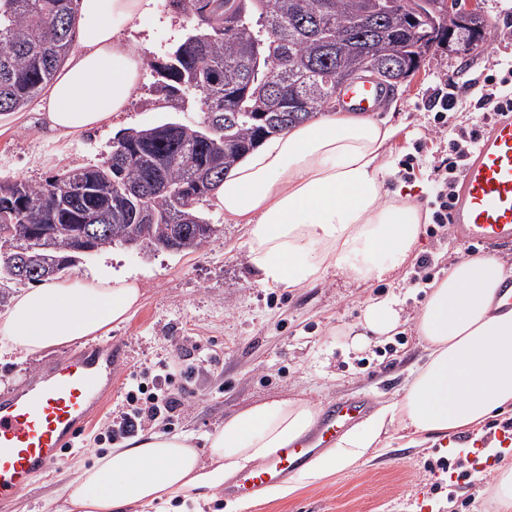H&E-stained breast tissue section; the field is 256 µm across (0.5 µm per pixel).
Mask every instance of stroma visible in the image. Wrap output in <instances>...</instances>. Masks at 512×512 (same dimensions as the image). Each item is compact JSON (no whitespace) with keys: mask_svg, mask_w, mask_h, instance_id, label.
Here are the masks:
<instances>
[{"mask_svg":"<svg viewBox=\"0 0 512 512\" xmlns=\"http://www.w3.org/2000/svg\"><path fill=\"white\" fill-rule=\"evenodd\" d=\"M503 0H487L486 41L461 57L447 47L430 51L415 78L400 85L375 118L396 126L398 133L386 156L391 171L388 191L410 194L423 215H431L434 178L448 155L444 138L427 140L434 115L423 103L431 89L447 81H466L492 74L497 64H512V9ZM193 23L155 0L129 39L138 53L163 55ZM45 97L26 111L0 115V175L38 183L62 171L106 160L112 141L127 128L164 120V113L142 108L133 98L124 112L97 129L61 135L45 121ZM416 157L412 174L401 160ZM215 232L197 252H144L116 244L81 260L71 276L99 264L137 274L142 302L129 320L107 335L122 342L127 362L112 373V392L103 410L79 436L78 446L62 462L38 477L24 492L0 502V512H58L63 484L76 464L92 465L110 449L97 436L124 404V384L131 372L179 373L193 406L181 414L175 434L189 437L206 454V437L231 416L255 402L271 398L310 399L317 405L354 395L369 396L374 406L402 394L411 372L426 356L413 319L427 290L412 286L417 267L409 261L392 277L356 285L336 275L303 288L267 290L254 281L248 263L245 228L206 207ZM466 251L448 229L422 227L421 255L431 257L433 280L447 276ZM397 296L404 324L394 336L351 347L346 333L356 328L370 297ZM56 351L24 355L0 339V390L30 381ZM474 437L463 431L452 445H415L392 430L381 448L353 468L336 472L322 483L297 489L285 498L268 496L241 512H495L491 499L496 469L512 466V455L490 454L481 481L462 488L439 466L445 459L465 460Z\"/></svg>","mask_w":512,"mask_h":512,"instance_id":"35a3bbf8","label":"stroma"}]
</instances>
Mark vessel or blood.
I'll use <instances>...</instances> for the list:
<instances>
[{
  "label": "vessel or blood",
  "instance_id": "b4317fda",
  "mask_svg": "<svg viewBox=\"0 0 512 512\" xmlns=\"http://www.w3.org/2000/svg\"><path fill=\"white\" fill-rule=\"evenodd\" d=\"M352 112H376L384 96L369 80L344 88ZM456 239L494 249L512 243V114L497 116L481 132L475 151L458 178L449 209ZM125 355L116 341L93 344L53 359L24 385L0 391V500L26 490L56 466L105 399L103 382ZM372 407L368 396L325 404L315 426L275 456L238 472L225 487L227 497L250 503L261 492L287 481Z\"/></svg>",
  "mask_w": 512,
  "mask_h": 512
}]
</instances>
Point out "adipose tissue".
Instances as JSON below:
<instances>
[{
	"label": "adipose tissue",
	"mask_w": 512,
	"mask_h": 512,
	"mask_svg": "<svg viewBox=\"0 0 512 512\" xmlns=\"http://www.w3.org/2000/svg\"><path fill=\"white\" fill-rule=\"evenodd\" d=\"M153 2L82 0L86 43L49 92L51 129L80 133L125 111L139 91L142 60L123 29L151 12ZM395 135L394 126L369 117L319 116L269 137L227 173L211 203L246 225L247 258L260 287L301 288L331 273L369 284L415 255L422 212L410 195L385 189ZM505 279L495 257L455 262L415 319L426 362L397 399L344 434L336 450L314 457L294 485L350 468L389 430L422 444L481 430L493 412L512 406V309L498 299ZM141 296L131 275L109 268L89 279L50 280L13 299L0 314V335L11 350L34 355L126 321ZM397 306L393 298H369L354 344L367 333L394 335ZM317 415L304 398L255 403L208 435L204 458L183 436L135 438L78 471L64 489L65 512H149L161 501L196 502L244 466L297 442Z\"/></svg>",
	"instance_id": "obj_1"
}]
</instances>
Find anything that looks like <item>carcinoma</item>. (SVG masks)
Wrapping results in <instances>:
<instances>
[{
    "mask_svg": "<svg viewBox=\"0 0 512 512\" xmlns=\"http://www.w3.org/2000/svg\"><path fill=\"white\" fill-rule=\"evenodd\" d=\"M81 0H0V115L20 112L53 80L76 37ZM369 0H169L196 23L163 57L147 55L152 78L142 106L170 116L123 130L102 165L63 171L39 183L0 177V304L9 284L61 277L83 256L79 235L97 249L131 236L148 245L176 228L185 250L215 232L200 205L226 172L264 138L310 121L336 98V77L368 67L418 69L441 44L423 41L422 14L391 0L375 30L359 20ZM345 34L336 38V32ZM200 112L194 123L177 114ZM52 225L46 248L29 251L28 234Z\"/></svg>",
    "mask_w": 512,
    "mask_h": 512,
    "instance_id": "obj_1",
    "label": "carcinoma"
}]
</instances>
